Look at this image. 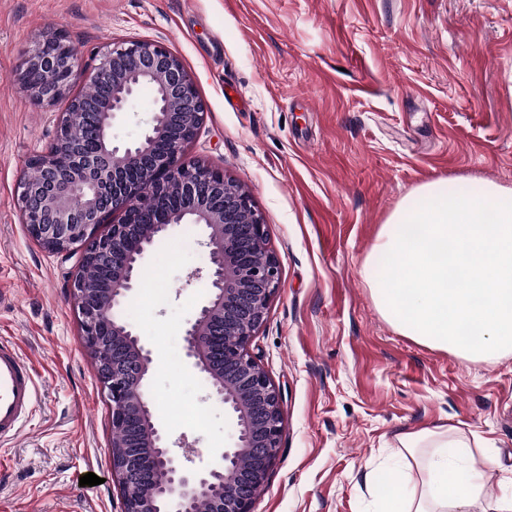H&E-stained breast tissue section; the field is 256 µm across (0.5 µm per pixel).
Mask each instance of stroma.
<instances>
[{
	"instance_id": "35a3bbf8",
	"label": "stroma",
	"mask_w": 512,
	"mask_h": 512,
	"mask_svg": "<svg viewBox=\"0 0 512 512\" xmlns=\"http://www.w3.org/2000/svg\"><path fill=\"white\" fill-rule=\"evenodd\" d=\"M78 50L81 92L112 43L176 54L205 104L189 157L249 191L280 285L249 345L281 396L279 453L255 512H372L368 473L405 474L396 438L457 427L512 494V354L472 361L397 333L365 267L390 214L436 180L454 193L512 188V0H0V339L36 363L38 401L0 445V512H121L111 403L83 344L71 283L80 249L54 253L22 222L27 160L55 141L69 100L38 105L18 81L47 32ZM176 227L148 251L123 307L150 349L152 410L204 463L234 442L182 328L204 294V248ZM168 291L164 306L146 288ZM200 419L179 423L173 401ZM101 477L80 486L87 473Z\"/></svg>"
}]
</instances>
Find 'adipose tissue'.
<instances>
[{
	"label": "adipose tissue",
	"mask_w": 512,
	"mask_h": 512,
	"mask_svg": "<svg viewBox=\"0 0 512 512\" xmlns=\"http://www.w3.org/2000/svg\"><path fill=\"white\" fill-rule=\"evenodd\" d=\"M402 455L412 472L408 480L379 501L377 512H512V497L484 493L487 459L468 451L466 437L443 425L402 434Z\"/></svg>",
	"instance_id": "adipose-tissue-1"
}]
</instances>
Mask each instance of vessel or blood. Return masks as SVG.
Returning <instances> with one entry per match:
<instances>
[{
  "label": "vessel or blood",
  "instance_id": "vessel-or-blood-1",
  "mask_svg": "<svg viewBox=\"0 0 512 512\" xmlns=\"http://www.w3.org/2000/svg\"><path fill=\"white\" fill-rule=\"evenodd\" d=\"M37 401V372L10 341L0 340V440L17 437Z\"/></svg>",
  "mask_w": 512,
  "mask_h": 512
}]
</instances>
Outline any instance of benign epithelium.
Segmentation results:
<instances>
[{
    "mask_svg": "<svg viewBox=\"0 0 512 512\" xmlns=\"http://www.w3.org/2000/svg\"><path fill=\"white\" fill-rule=\"evenodd\" d=\"M50 43L62 46L49 56ZM77 50L59 31L49 32L19 76L37 103L68 94L76 79ZM154 86L152 115L139 140L114 142L113 122L128 111L140 85ZM93 85L110 93L72 97L55 142L29 158L33 174L21 183L23 223L33 240L53 252L79 245L80 269L71 288L85 347L99 360V378L112 403V472L121 512H254L273 467L282 433L280 396L249 352L279 285V261L267 247L265 224L252 198L224 171L187 157L204 105L181 59L146 40L112 44L100 58ZM149 201L157 220L132 217ZM180 224H194L207 249L205 300L183 329L185 356L204 373L210 396L234 420L237 440L222 464L195 467L196 442L170 440L155 426L146 395L153 359L132 326L118 320L154 241ZM112 263L98 288L86 273Z\"/></svg>",
    "mask_w": 512,
    "mask_h": 512,
    "instance_id": "obj_1",
    "label": "benign epithelium"
}]
</instances>
